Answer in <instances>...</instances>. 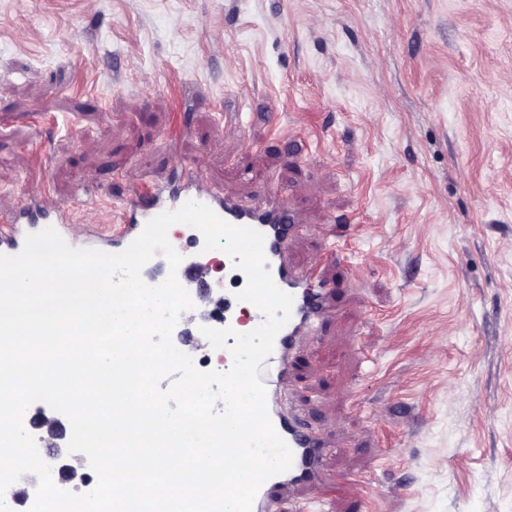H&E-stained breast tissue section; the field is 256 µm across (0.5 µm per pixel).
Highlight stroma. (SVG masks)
<instances>
[{
    "mask_svg": "<svg viewBox=\"0 0 512 512\" xmlns=\"http://www.w3.org/2000/svg\"><path fill=\"white\" fill-rule=\"evenodd\" d=\"M182 113L339 284L292 390L331 478L278 512H512V0H0V207L111 236Z\"/></svg>",
    "mask_w": 512,
    "mask_h": 512,
    "instance_id": "obj_1",
    "label": "stroma"
}]
</instances>
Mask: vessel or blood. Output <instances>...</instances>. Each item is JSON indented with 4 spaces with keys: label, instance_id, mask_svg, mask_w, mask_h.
Masks as SVG:
<instances>
[{
    "label": "vessel or blood",
    "instance_id": "1",
    "mask_svg": "<svg viewBox=\"0 0 512 512\" xmlns=\"http://www.w3.org/2000/svg\"><path fill=\"white\" fill-rule=\"evenodd\" d=\"M175 167L179 172L177 190L166 191L169 177L161 174L142 186L134 198L122 207L120 230L112 236V250L118 253L126 249L150 219L178 209L191 196L198 203L209 206L227 223L251 227L264 235L266 267L276 286L293 298L290 319L278 332L273 352L266 359L261 376L267 389L270 417L278 434L293 453V464L289 471L270 478L261 486L253 512H277L281 492L317 481L323 467L325 440L321 432L306 427L301 412L289 398V392L292 386V361L298 345L305 337L317 334L328 310L331 284L315 268L298 267L290 262L292 244L306 234L309 227L300 223L296 211L287 202L264 206L229 198L220 187L209 181L201 163L187 165L179 161ZM19 215L20 211L16 208L0 211V253L15 255L22 250L26 234L15 231ZM70 216L68 205L46 203L42 220L28 224L26 233L51 227L59 234H66ZM169 270L164 256L158 255L144 265L142 278L147 284L157 285L166 279ZM176 272L180 284L188 289L195 306L201 309L199 317L194 320L196 326L240 329L237 312L243 304L236 298L225 299L223 319H215L203 312L204 299L199 287L209 273L206 264L187 255Z\"/></svg>",
    "mask_w": 512,
    "mask_h": 512
}]
</instances>
